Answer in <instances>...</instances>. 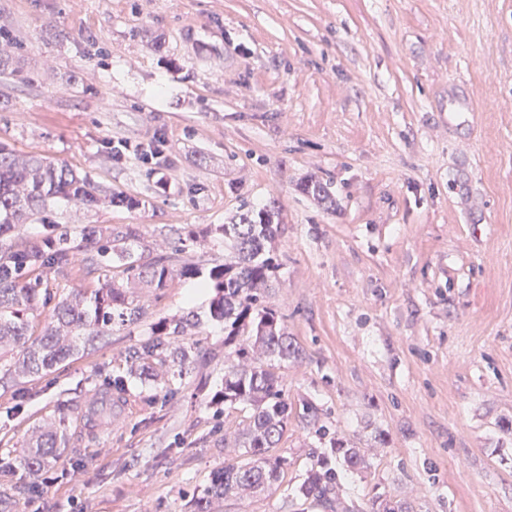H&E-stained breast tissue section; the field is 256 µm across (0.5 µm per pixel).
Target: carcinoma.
<instances>
[{
	"instance_id": "1",
	"label": "carcinoma",
	"mask_w": 512,
	"mask_h": 512,
	"mask_svg": "<svg viewBox=\"0 0 512 512\" xmlns=\"http://www.w3.org/2000/svg\"><path fill=\"white\" fill-rule=\"evenodd\" d=\"M60 200L91 210L101 202L98 186L80 177L66 164L38 153H20L0 144V382L34 378L78 354L81 345L102 340L114 326L140 319L143 310L130 300L129 288L108 281L90 291H78L58 300L40 332L32 318L45 309L51 294L42 277L63 274L79 261L92 270L117 261L130 274L128 283L163 288L167 282L199 274L190 264L179 267L160 256L144 261L129 241L140 239L138 230L86 225L85 245L68 236H48L41 245L19 241L22 224L45 223ZM279 217L276 206L242 210L220 227L224 236V263L212 267L208 279L214 291L209 314L224 323V401L251 409L248 423L235 439L242 460L213 471L209 485L193 499V512H217L216 502L277 489L283 483L285 460L276 448L288 427L284 398L275 362L299 354L288 340L276 313L263 305V294L276 269L273 243ZM196 327L192 320L163 318L152 325L149 337L131 359L141 373L153 376L162 369L167 382L182 378L194 362L191 348L180 338ZM58 427L47 421L31 431L23 447L15 450L10 468L29 475L41 472L55 456ZM338 478L323 459L312 460L297 492L335 508Z\"/></svg>"
}]
</instances>
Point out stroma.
Instances as JSON below:
<instances>
[{
    "label": "stroma",
    "instance_id": "1",
    "mask_svg": "<svg viewBox=\"0 0 512 512\" xmlns=\"http://www.w3.org/2000/svg\"><path fill=\"white\" fill-rule=\"evenodd\" d=\"M0 29L19 45L0 142L138 202L60 203L24 242L130 225L145 259L202 270L135 289L140 320L0 385V459L48 420L64 439L38 475L0 471L11 512H191L250 415L219 399L205 272L224 261L219 225L272 203L265 304L299 350L278 368L285 478L218 512H325L295 489L311 455L340 468L337 441L365 457L341 479L355 512H512V0H0ZM119 140L162 155H117ZM106 280L126 274L77 265L47 285ZM189 313L191 370L170 392L140 380L126 354ZM108 377L125 419L85 427Z\"/></svg>",
    "mask_w": 512,
    "mask_h": 512
}]
</instances>
